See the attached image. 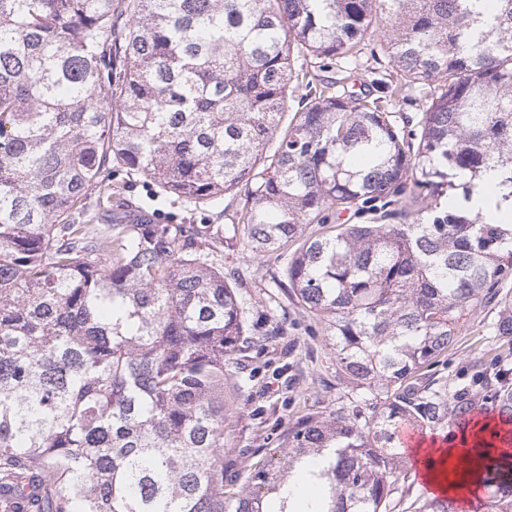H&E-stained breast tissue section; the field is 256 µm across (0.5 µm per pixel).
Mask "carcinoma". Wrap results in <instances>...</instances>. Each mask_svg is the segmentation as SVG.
I'll use <instances>...</instances> for the list:
<instances>
[{"mask_svg":"<svg viewBox=\"0 0 512 512\" xmlns=\"http://www.w3.org/2000/svg\"><path fill=\"white\" fill-rule=\"evenodd\" d=\"M366 55L397 80L345 88ZM416 93L417 120L392 111ZM124 171L196 208L232 196L235 243L278 253L274 287L359 389L242 486L243 274L222 225L159 223ZM489 173L512 199V0H0V512H390L402 423L489 404L512 424L507 361L455 389L423 373L492 300L512 346V219L448 201ZM93 186L105 223L84 220ZM489 448L487 512H512V455Z\"/></svg>","mask_w":512,"mask_h":512,"instance_id":"cac0c4a2","label":"carcinoma"}]
</instances>
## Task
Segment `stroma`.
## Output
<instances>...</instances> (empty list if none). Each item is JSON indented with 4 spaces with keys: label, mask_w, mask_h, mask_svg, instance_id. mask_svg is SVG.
<instances>
[{
    "label": "stroma",
    "mask_w": 512,
    "mask_h": 512,
    "mask_svg": "<svg viewBox=\"0 0 512 512\" xmlns=\"http://www.w3.org/2000/svg\"><path fill=\"white\" fill-rule=\"evenodd\" d=\"M132 201L151 207L161 222L213 224L212 208L195 209L164 195L137 174L124 175ZM225 268L238 267L248 274L239 294L248 316L263 337L260 347L238 355L233 366L245 386L228 392L231 415L224 427V465L227 475H243L254 456L271 454L280 447L289 424L307 413L326 414L346 404L352 385L336 372L331 339L323 325H311L295 300L281 290H267L281 261L269 253L252 258L239 248L225 250ZM495 304L467 316L448 349L439 370L450 385L470 380L474 364L488 360L500 343L490 331L497 316ZM285 324L283 335H269V328Z\"/></svg>",
    "instance_id": "35a3bbf8"
}]
</instances>
